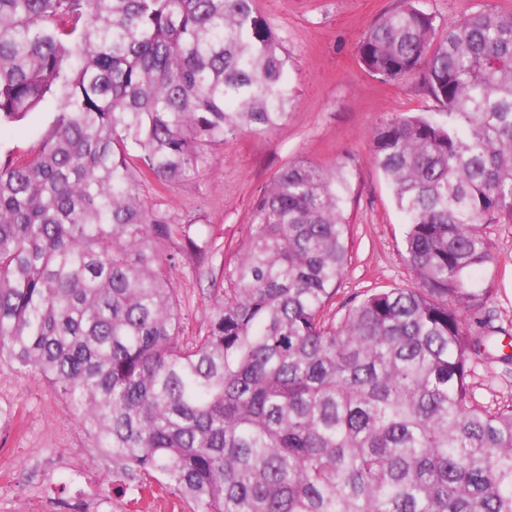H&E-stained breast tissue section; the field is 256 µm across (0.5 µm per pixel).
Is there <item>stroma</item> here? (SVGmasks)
Returning a JSON list of instances; mask_svg holds the SVG:
<instances>
[{"label": "stroma", "instance_id": "35a3bbf8", "mask_svg": "<svg viewBox=\"0 0 512 512\" xmlns=\"http://www.w3.org/2000/svg\"><path fill=\"white\" fill-rule=\"evenodd\" d=\"M399 0H257L288 52L293 100L271 134L249 131L207 155L179 185L148 181L147 204L169 210L178 224H193L216 244L205 263L177 255L169 268L187 301L186 335L198 333L216 293L209 268L228 259L248 231L254 199L285 164L306 159L323 167L347 161L345 209L349 258L336 288V309L375 288H413L404 260L403 217L373 159L375 127L405 113L439 116L441 107L416 79L383 83L360 65L355 47L363 33ZM59 102L50 98L23 121L0 131V151L36 146ZM495 262L474 279L489 289L502 343L512 342V224L487 228ZM484 403L512 401V374L493 359L470 379ZM0 512H68V502L90 497L111 512H143L134 493L117 495L127 477L93 440L43 378L0 362Z\"/></svg>", "mask_w": 512, "mask_h": 512}]
</instances>
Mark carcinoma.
<instances>
[{
  "label": "carcinoma",
  "mask_w": 512,
  "mask_h": 512,
  "mask_svg": "<svg viewBox=\"0 0 512 512\" xmlns=\"http://www.w3.org/2000/svg\"><path fill=\"white\" fill-rule=\"evenodd\" d=\"M356 53L447 110L372 131L415 288L332 310L348 263L347 165L295 161L256 197L223 295L183 336L175 254L212 239L144 201L292 100L256 0H0V127L48 97L38 146L0 158V358L45 378L140 490L188 512H512V403L485 405L494 261L512 224V11L440 29L402 0Z\"/></svg>",
  "instance_id": "carcinoma-1"
}]
</instances>
